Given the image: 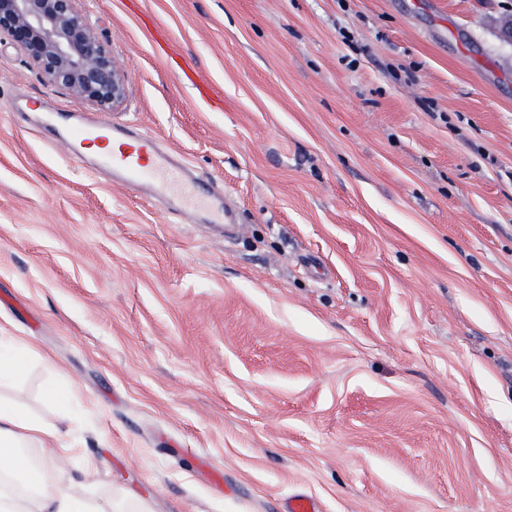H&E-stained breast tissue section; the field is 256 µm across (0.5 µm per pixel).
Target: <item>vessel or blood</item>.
<instances>
[{"instance_id": "b4317fda", "label": "vessel or blood", "mask_w": 512, "mask_h": 512, "mask_svg": "<svg viewBox=\"0 0 512 512\" xmlns=\"http://www.w3.org/2000/svg\"><path fill=\"white\" fill-rule=\"evenodd\" d=\"M57 140L67 158L80 161L90 145L115 143V150L98 155L96 170L111 174L122 186L146 185L153 195L171 198L181 223L202 224L210 217L227 225L237 221L228 201L189 178L185 166L148 133H133L105 120L89 122L73 112Z\"/></svg>"}]
</instances>
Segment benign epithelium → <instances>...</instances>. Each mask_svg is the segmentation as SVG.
Instances as JSON below:
<instances>
[{"mask_svg": "<svg viewBox=\"0 0 512 512\" xmlns=\"http://www.w3.org/2000/svg\"><path fill=\"white\" fill-rule=\"evenodd\" d=\"M75 2L0 0V35L9 36L51 83L102 111H114L128 94L125 73Z\"/></svg>", "mask_w": 512, "mask_h": 512, "instance_id": "1", "label": "benign epithelium"}]
</instances>
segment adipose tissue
<instances>
[{
    "mask_svg": "<svg viewBox=\"0 0 512 512\" xmlns=\"http://www.w3.org/2000/svg\"><path fill=\"white\" fill-rule=\"evenodd\" d=\"M60 439L55 428L0 399V473L22 480L25 486L21 495L0 492V512H100L97 505L61 489L57 458L38 467L26 453L29 444Z\"/></svg>",
    "mask_w": 512,
    "mask_h": 512,
    "instance_id": "1",
    "label": "adipose tissue"
}]
</instances>
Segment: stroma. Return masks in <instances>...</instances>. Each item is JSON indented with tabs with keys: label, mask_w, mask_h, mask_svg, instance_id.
Wrapping results in <instances>:
<instances>
[{
	"label": "stroma",
	"mask_w": 512,
	"mask_h": 512,
	"mask_svg": "<svg viewBox=\"0 0 512 512\" xmlns=\"http://www.w3.org/2000/svg\"><path fill=\"white\" fill-rule=\"evenodd\" d=\"M183 224L47 140L0 37V397L111 512H512V0H79ZM220 98L199 99L169 53ZM63 397L55 403L50 390Z\"/></svg>",
	"instance_id": "obj_1"
}]
</instances>
